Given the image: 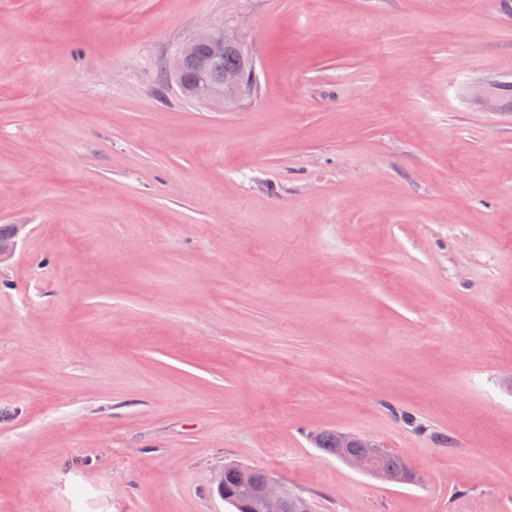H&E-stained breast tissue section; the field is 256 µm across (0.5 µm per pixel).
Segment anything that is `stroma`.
Masks as SVG:
<instances>
[{"label":"stroma","mask_w":512,"mask_h":512,"mask_svg":"<svg viewBox=\"0 0 512 512\" xmlns=\"http://www.w3.org/2000/svg\"><path fill=\"white\" fill-rule=\"evenodd\" d=\"M216 24L229 106L165 74ZM496 81L512 0H0V512H232V464L315 512H512ZM201 43L209 44L214 56L224 55V58L217 62V67L224 70L215 71L202 67L198 71L194 79L197 98L203 103H209L226 99L224 94L243 96L250 93L252 87L248 80L253 83L252 66L246 56L240 55L236 50L231 48L224 51V47L228 45L226 38L224 40V25L214 26L184 44L179 54L169 62L170 69L177 73L184 62L194 55ZM314 442L317 448H320L327 455L334 457L338 456L340 448H364L365 451L363 453L343 452L340 454L339 459L350 467L374 475L383 481L410 483L415 479V475L410 474L406 470L393 474L382 471L397 472L402 468L401 460L403 459L390 452H384L381 455L377 462L379 468L377 469L374 462L382 451L381 447L370 439L343 431H336V435L334 431H323L315 436Z\"/></svg>","instance_id":"stroma-1"}]
</instances>
